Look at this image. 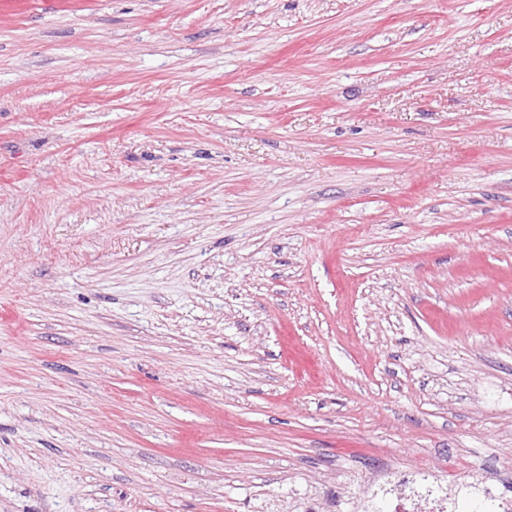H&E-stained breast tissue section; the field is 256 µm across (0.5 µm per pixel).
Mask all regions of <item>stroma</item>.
I'll return each instance as SVG.
<instances>
[{
	"label": "stroma",
	"instance_id": "stroma-1",
	"mask_svg": "<svg viewBox=\"0 0 512 512\" xmlns=\"http://www.w3.org/2000/svg\"><path fill=\"white\" fill-rule=\"evenodd\" d=\"M512 500V0L0 19V512ZM382 495L392 505L391 512H447L448 489L425 471H394L376 482L371 500L359 504L361 511L371 508L373 498ZM449 512V511H448Z\"/></svg>",
	"mask_w": 512,
	"mask_h": 512
}]
</instances>
